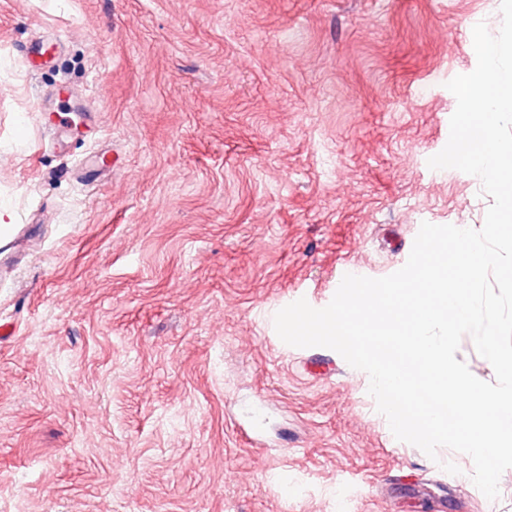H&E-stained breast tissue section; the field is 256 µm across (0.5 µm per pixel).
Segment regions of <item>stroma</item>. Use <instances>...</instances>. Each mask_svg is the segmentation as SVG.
<instances>
[{
	"instance_id": "stroma-1",
	"label": "stroma",
	"mask_w": 512,
	"mask_h": 512,
	"mask_svg": "<svg viewBox=\"0 0 512 512\" xmlns=\"http://www.w3.org/2000/svg\"><path fill=\"white\" fill-rule=\"evenodd\" d=\"M501 0H0V512H512L397 440L366 372L277 311L380 278L422 223L482 229L433 170ZM47 55L25 56L34 42ZM95 136L41 148L59 85ZM94 154L87 185L71 172Z\"/></svg>"
}]
</instances>
